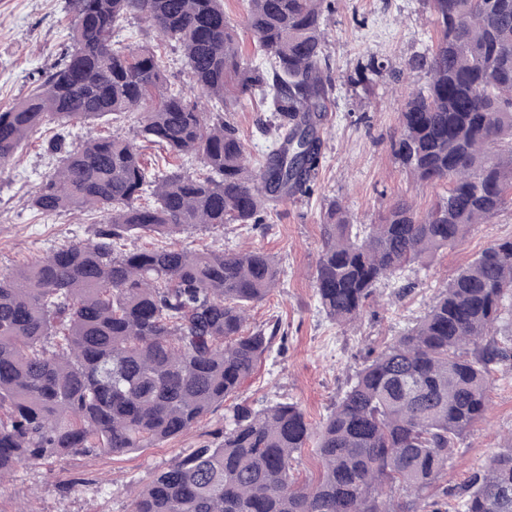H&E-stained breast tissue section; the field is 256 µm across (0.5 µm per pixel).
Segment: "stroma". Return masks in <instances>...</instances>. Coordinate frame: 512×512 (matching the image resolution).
Wrapping results in <instances>:
<instances>
[{
  "mask_svg": "<svg viewBox=\"0 0 512 512\" xmlns=\"http://www.w3.org/2000/svg\"><path fill=\"white\" fill-rule=\"evenodd\" d=\"M69 0H0V108L23 98L68 44L74 16ZM325 50L335 84L322 137L323 161L314 192L280 202L259 225L227 224L166 238H129L126 248L161 246L192 250L259 249L271 254L282 274L273 293L249 313L248 326L278 324L280 335L239 403L261 410L280 402L299 403L319 425L354 382L359 370L386 343L419 322L449 279L492 243L512 237V203L490 223L475 227L462 242L439 253L430 267L406 270L401 284L380 286L361 319L339 325L322 311L311 281L322 246V223L331 202L342 203L358 224L375 223L399 198L426 211L442 196L441 184L418 183L394 160L390 141L405 95L423 86L424 72L408 59L435 48L438 27L424 0H326ZM122 43L159 48L172 84L188 88L180 54L148 23L132 19ZM377 70L358 80V67ZM229 119L252 161H259L268 135L269 113L259 99L244 102ZM56 126L31 138L0 167V274L35 263L67 243L90 238L92 219L67 212L42 214L28 196L58 161L50 150ZM216 409L192 429L156 448L121 455H73L21 466L0 490V512H129L131 488L205 441L224 426ZM512 446V360L494 364L490 407L454 448L448 472L425 493L435 512H459L470 478ZM74 480L70 491L60 484Z\"/></svg>",
  "mask_w": 512,
  "mask_h": 512,
  "instance_id": "35a3bbf8",
  "label": "stroma"
}]
</instances>
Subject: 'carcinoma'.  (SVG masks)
I'll use <instances>...</instances> for the list:
<instances>
[{
	"label": "carcinoma",
	"mask_w": 512,
	"mask_h": 512,
	"mask_svg": "<svg viewBox=\"0 0 512 512\" xmlns=\"http://www.w3.org/2000/svg\"><path fill=\"white\" fill-rule=\"evenodd\" d=\"M264 62L242 61L224 0H71L70 50L25 98L0 109V166L45 124L139 116L138 138L60 141L59 165L28 202L101 216L88 240L0 275V488L19 466L157 447L240 393L273 336L247 311L280 279L261 250L120 251L132 236L261 224L270 206L314 191L319 126L333 91L324 0H246ZM440 39L408 62L427 75L404 100L391 142L413 179L444 182L429 210L397 199L375 224L330 204L312 275L326 316L348 324L377 288L487 224L512 191V0H425ZM175 42L204 112L172 87L161 56L123 45L129 19ZM259 97L272 112L255 167L227 113ZM178 159L150 170L143 144ZM512 296V238L448 282L424 317L357 373L318 427L301 406L237 407L205 441L134 490L130 512H408L490 405L492 337ZM314 442L318 474L294 454ZM462 512H512V446L475 473Z\"/></svg>",
	"instance_id": "obj_1"
}]
</instances>
